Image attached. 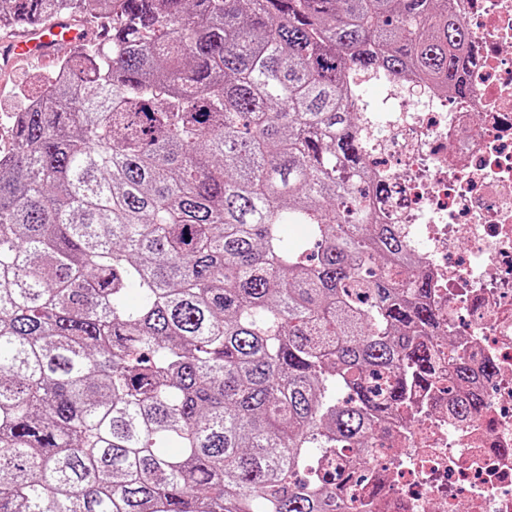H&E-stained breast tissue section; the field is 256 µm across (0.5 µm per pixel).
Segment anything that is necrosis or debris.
I'll return each mask as SVG.
<instances>
[{
	"label": "necrosis or debris",
	"mask_w": 512,
	"mask_h": 512,
	"mask_svg": "<svg viewBox=\"0 0 512 512\" xmlns=\"http://www.w3.org/2000/svg\"><path fill=\"white\" fill-rule=\"evenodd\" d=\"M452 6L479 49L471 94L389 78L367 135L375 210L408 237L484 400L460 422L451 395L416 397L418 420L393 419L368 471L337 456L348 512H512V0Z\"/></svg>",
	"instance_id": "4bbe7bcc"
}]
</instances>
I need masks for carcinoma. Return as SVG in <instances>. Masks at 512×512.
Listing matches in <instances>:
<instances>
[{"instance_id":"obj_1","label":"carcinoma","mask_w":512,"mask_h":512,"mask_svg":"<svg viewBox=\"0 0 512 512\" xmlns=\"http://www.w3.org/2000/svg\"><path fill=\"white\" fill-rule=\"evenodd\" d=\"M85 13L107 36L0 160V512H344L329 464L442 383L448 338L371 208L355 76L466 96L468 26L448 0H0L27 30Z\"/></svg>"}]
</instances>
